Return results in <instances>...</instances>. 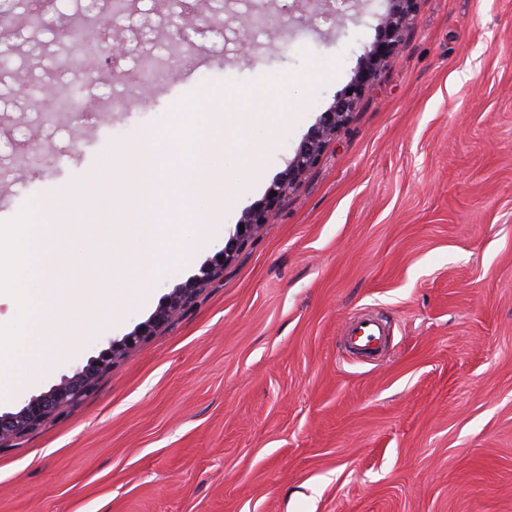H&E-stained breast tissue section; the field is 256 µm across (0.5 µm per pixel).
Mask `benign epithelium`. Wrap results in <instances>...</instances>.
<instances>
[{
    "label": "benign epithelium",
    "instance_id": "7a95c632",
    "mask_svg": "<svg viewBox=\"0 0 512 512\" xmlns=\"http://www.w3.org/2000/svg\"><path fill=\"white\" fill-rule=\"evenodd\" d=\"M391 8L381 20L383 38L371 45L362 58V66L349 85L351 94L344 95L323 112L317 126L299 146L287 170L269 188L262 205L245 212L241 219L244 229H235V234L224 247L223 258L201 268V275L175 288L158 307L153 316L140 324L133 332L119 341L112 342L108 351L92 360L87 366L77 369L70 377L53 386L48 392L30 399L18 412L0 415V444L37 426L51 413L61 412L82 396L94 383L96 377L105 371L112 360L127 355L139 344L146 341L160 327L167 324L180 310L189 306L196 298L199 288L216 278L224 270V265L233 260L252 232L261 224L274 221L277 203L283 193L292 187L300 176L320 159L326 143L344 126L356 99L369 89L376 76V67L398 47L405 25L411 20L415 0H390ZM102 41L109 42L112 59L126 53V43L120 38H112V21L105 23L104 29L95 31ZM70 87L59 86L54 82L45 84L41 100L50 105L68 96Z\"/></svg>",
    "mask_w": 512,
    "mask_h": 512
}]
</instances>
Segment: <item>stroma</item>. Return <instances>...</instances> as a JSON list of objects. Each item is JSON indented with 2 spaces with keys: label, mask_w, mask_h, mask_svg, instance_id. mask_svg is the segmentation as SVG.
Here are the masks:
<instances>
[{
  "label": "stroma",
  "mask_w": 512,
  "mask_h": 512,
  "mask_svg": "<svg viewBox=\"0 0 512 512\" xmlns=\"http://www.w3.org/2000/svg\"><path fill=\"white\" fill-rule=\"evenodd\" d=\"M87 2L56 0L34 36L0 17L15 67L42 47L67 55L58 18ZM331 4L334 16L309 26L297 0H224L219 35L210 0L170 17L133 0L113 28L127 54L97 74L79 121H45L0 73L2 221L47 187L72 188L105 146L185 95L324 70L287 124L251 131L271 145L192 260L169 266L149 303L34 365L0 415L97 358L220 256L345 92L387 9ZM257 12L271 22L241 53L239 19ZM179 26L190 41L176 76L142 89L140 60L168 63ZM45 145L46 163L27 161ZM277 211L176 320L64 413L0 445V512H512V0H416L372 88ZM362 310L391 326L383 361L338 348Z\"/></svg>",
  "instance_id": "1"
}]
</instances>
